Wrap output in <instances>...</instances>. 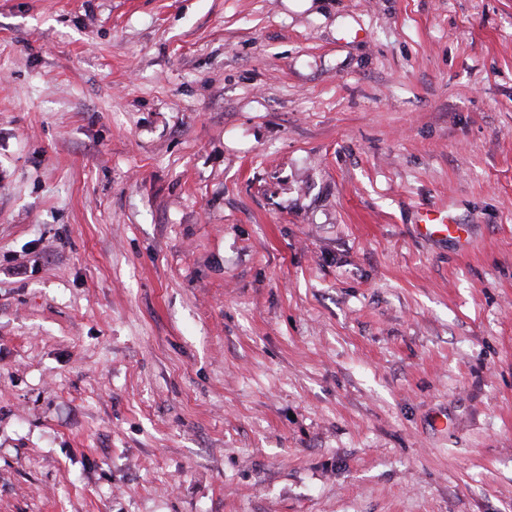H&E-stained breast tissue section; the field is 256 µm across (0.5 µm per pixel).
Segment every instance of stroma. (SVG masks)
I'll use <instances>...</instances> for the list:
<instances>
[{"label": "stroma", "instance_id": "35a3bbf8", "mask_svg": "<svg viewBox=\"0 0 512 512\" xmlns=\"http://www.w3.org/2000/svg\"><path fill=\"white\" fill-rule=\"evenodd\" d=\"M0 512H512V0H0Z\"/></svg>", "mask_w": 512, "mask_h": 512}]
</instances>
